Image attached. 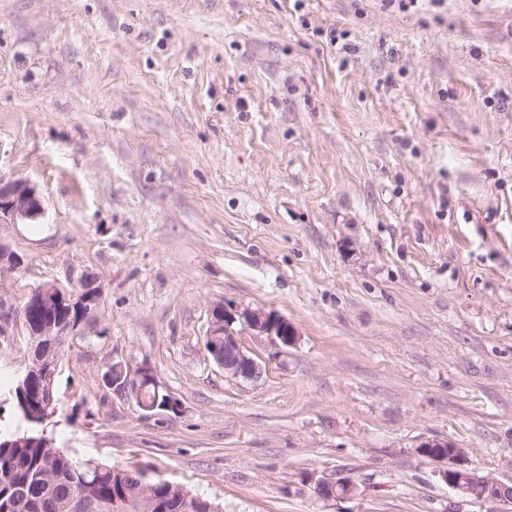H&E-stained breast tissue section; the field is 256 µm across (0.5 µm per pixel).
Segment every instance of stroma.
Masks as SVG:
<instances>
[{
    "label": "stroma",
    "mask_w": 512,
    "mask_h": 512,
    "mask_svg": "<svg viewBox=\"0 0 512 512\" xmlns=\"http://www.w3.org/2000/svg\"><path fill=\"white\" fill-rule=\"evenodd\" d=\"M0 178L45 209L0 224L26 259L0 273V435L26 429V294L90 271L46 426L74 457L222 512H512L416 451L512 483V0H0ZM219 303L298 332L243 336L251 385L205 347ZM114 359L180 414L113 395ZM102 382L105 387L112 390V394L134 399L138 407L146 412H143L145 415H168L173 411L177 414L181 412L180 402L164 390L154 370L145 363L138 365L127 360H112L102 374ZM147 387L153 388L155 396V406L150 408L143 402V399L152 404L154 402L153 393L148 389L143 397V391ZM161 396H163V403L157 411ZM419 455L437 461H447V467L439 471L441 480L465 497L492 502H512V484H507L460 463L461 448L448 441L430 439L417 446ZM314 493L322 500L330 501L355 497L358 487L345 477L323 478L314 482Z\"/></svg>",
    "instance_id": "35a3bbf8"
}]
</instances>
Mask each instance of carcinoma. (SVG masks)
I'll return each mask as SVG.
<instances>
[{
	"label": "carcinoma",
	"instance_id": "1",
	"mask_svg": "<svg viewBox=\"0 0 512 512\" xmlns=\"http://www.w3.org/2000/svg\"><path fill=\"white\" fill-rule=\"evenodd\" d=\"M56 382L15 386L16 407L31 430L0 442V512H215L219 504L136 467L78 460L55 446L31 418L55 394ZM148 488L152 509L142 504Z\"/></svg>",
	"mask_w": 512,
	"mask_h": 512
}]
</instances>
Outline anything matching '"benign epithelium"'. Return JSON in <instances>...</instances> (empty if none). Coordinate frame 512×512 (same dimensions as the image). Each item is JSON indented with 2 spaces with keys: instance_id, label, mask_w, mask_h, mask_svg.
<instances>
[{
  "instance_id": "1",
  "label": "benign epithelium",
  "mask_w": 512,
  "mask_h": 512,
  "mask_svg": "<svg viewBox=\"0 0 512 512\" xmlns=\"http://www.w3.org/2000/svg\"><path fill=\"white\" fill-rule=\"evenodd\" d=\"M44 215L41 197L35 187L26 181L0 179V223L30 224ZM23 257L0 241V268L18 270ZM103 297L98 278L91 272L81 275L77 291L70 292L57 281L38 285L26 295L27 321L24 327L32 336V353L23 378L30 382L58 370L60 338L82 335L83 327L97 313ZM245 334L269 336L282 346L294 344L297 332L288 319L261 308L217 304L207 331L208 350L224 376L238 383L257 382L265 369L243 346ZM102 382L112 393L132 398L148 415L181 412L180 402L162 387L154 370L147 364L127 360L114 361L106 366ZM151 387L155 400H163L160 407H149L143 402V391ZM424 457L447 462L439 471L441 480L465 497L492 502H512V484H507L460 463L461 449L444 441L430 439L417 446ZM358 487L345 477L323 478L314 482L315 495L325 501L352 498Z\"/></svg>"
}]
</instances>
